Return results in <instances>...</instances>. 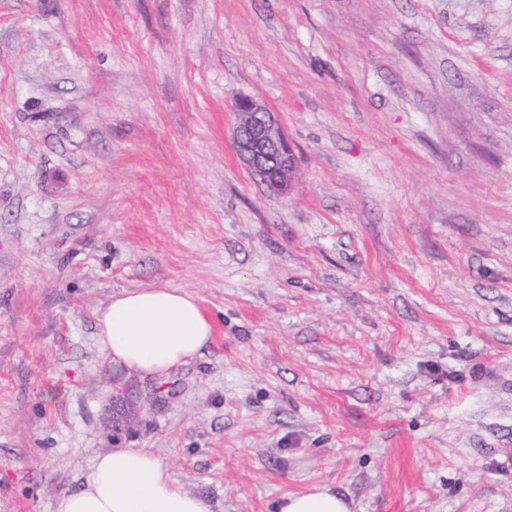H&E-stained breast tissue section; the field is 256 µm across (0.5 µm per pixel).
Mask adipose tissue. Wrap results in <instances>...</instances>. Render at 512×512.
I'll list each match as a JSON object with an SVG mask.
<instances>
[{
    "label": "adipose tissue",
    "mask_w": 512,
    "mask_h": 512,
    "mask_svg": "<svg viewBox=\"0 0 512 512\" xmlns=\"http://www.w3.org/2000/svg\"><path fill=\"white\" fill-rule=\"evenodd\" d=\"M98 340L112 362L141 377H165L200 355L213 324L180 288L159 286L114 296L99 315ZM279 512H351L326 486L288 495ZM55 512H209L200 497L177 486L157 456L143 448L97 455L83 487L60 496Z\"/></svg>",
    "instance_id": "obj_1"
}]
</instances>
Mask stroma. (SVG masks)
Returning <instances> with one entry per match:
<instances>
[{
    "mask_svg": "<svg viewBox=\"0 0 512 512\" xmlns=\"http://www.w3.org/2000/svg\"><path fill=\"white\" fill-rule=\"evenodd\" d=\"M163 284L213 340L127 374L99 313ZM114 448L210 512H512V0H0V512ZM235 145L243 164L273 195L285 196L296 171L295 154L275 114L250 96L235 102ZM277 512H350L347 499L327 486H314L309 491L288 495Z\"/></svg>",
    "mask_w": 512,
    "mask_h": 512,
    "instance_id": "stroma-1",
    "label": "stroma"
}]
</instances>
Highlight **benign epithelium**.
Here are the masks:
<instances>
[{
  "mask_svg": "<svg viewBox=\"0 0 512 512\" xmlns=\"http://www.w3.org/2000/svg\"><path fill=\"white\" fill-rule=\"evenodd\" d=\"M235 145L243 164L273 195L285 196L296 171L295 154L274 112L249 96L235 102Z\"/></svg>",
  "mask_w": 512,
  "mask_h": 512,
  "instance_id": "7a95c632",
  "label": "benign epithelium"
}]
</instances>
